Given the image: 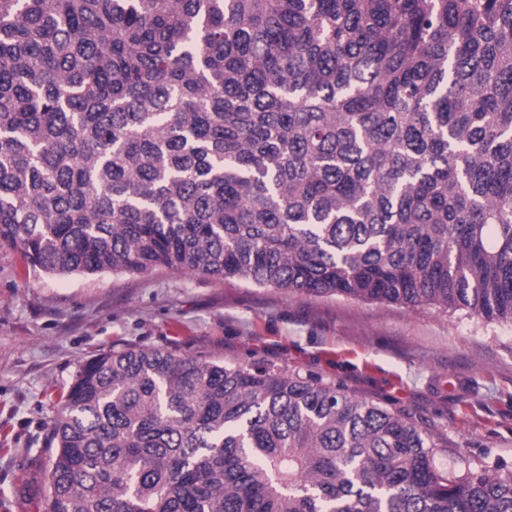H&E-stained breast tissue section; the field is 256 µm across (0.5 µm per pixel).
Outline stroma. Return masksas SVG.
<instances>
[{"mask_svg":"<svg viewBox=\"0 0 512 512\" xmlns=\"http://www.w3.org/2000/svg\"><path fill=\"white\" fill-rule=\"evenodd\" d=\"M126 347L312 372L412 415L445 444L441 467L512 470V324L164 267L51 276L0 247V512H47L59 398Z\"/></svg>","mask_w":512,"mask_h":512,"instance_id":"stroma-1","label":"stroma"}]
</instances>
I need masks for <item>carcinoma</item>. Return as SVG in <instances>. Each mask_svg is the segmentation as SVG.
Returning a JSON list of instances; mask_svg holds the SVG:
<instances>
[{
  "label": "carcinoma",
  "instance_id": "obj_1",
  "mask_svg": "<svg viewBox=\"0 0 512 512\" xmlns=\"http://www.w3.org/2000/svg\"><path fill=\"white\" fill-rule=\"evenodd\" d=\"M512 324V0H0V247ZM49 512H512L407 413L163 349L80 366Z\"/></svg>",
  "mask_w": 512,
  "mask_h": 512
}]
</instances>
